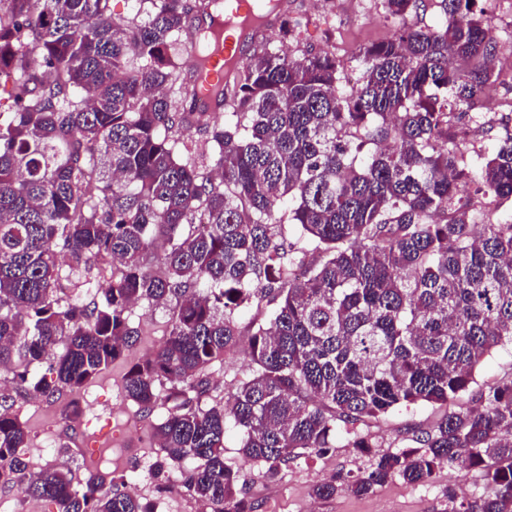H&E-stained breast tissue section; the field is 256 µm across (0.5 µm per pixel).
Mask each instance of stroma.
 Here are the masks:
<instances>
[{"mask_svg": "<svg viewBox=\"0 0 512 512\" xmlns=\"http://www.w3.org/2000/svg\"><path fill=\"white\" fill-rule=\"evenodd\" d=\"M476 6L490 19L499 47L485 93L465 113L455 114L449 127L454 133L469 130L467 149L483 153L512 135V0H477ZM288 16L305 23L293 53L327 46L352 70L367 45L390 40L408 22L435 25L443 13L439 0H428L423 10L403 17L387 16L381 0H289ZM171 318L168 307H133L137 344L91 383L51 401L14 393L13 411L29 434L25 458L34 468L62 462L75 480L98 475L105 491L111 489L114 479L122 477L128 490L154 503L157 512H199L181 486L184 467L171 468L170 487L164 493L156 491L149 476L160 457L155 428L167 415L168 405L142 412L123 389L129 368L165 341ZM250 375L251 365L243 351L227 354L223 363L211 369L210 403L225 401ZM435 418V410L426 404L395 409L380 426L363 429L369 438L380 440V447L362 452L339 443L309 460L290 462L274 477L267 475L264 465L246 462L236 435L226 438L224 460L240 470L242 496L252 512H448L447 488L457 485L469 498L480 496V469L458 472L443 466L427 484L413 486L395 478L367 496L346 489L327 500L311 495L314 485L337 475L358 473L375 457L397 452Z\"/></svg>", "mask_w": 512, "mask_h": 512, "instance_id": "obj_1", "label": "stroma"}]
</instances>
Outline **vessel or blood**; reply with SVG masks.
Masks as SVG:
<instances>
[{"label": "vessel or blood", "mask_w": 512, "mask_h": 512, "mask_svg": "<svg viewBox=\"0 0 512 512\" xmlns=\"http://www.w3.org/2000/svg\"><path fill=\"white\" fill-rule=\"evenodd\" d=\"M253 3L254 0H236L235 6L221 10L219 23L207 44L194 40L189 43L194 63L205 66L201 81L189 90L203 107L213 108L215 92L229 81L233 65L241 59L242 46L264 26Z\"/></svg>", "instance_id": "obj_1"}]
</instances>
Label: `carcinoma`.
Wrapping results in <instances>:
<instances>
[{"mask_svg": "<svg viewBox=\"0 0 512 512\" xmlns=\"http://www.w3.org/2000/svg\"><path fill=\"white\" fill-rule=\"evenodd\" d=\"M110 2L0 0V371L25 393L76 391L135 342L133 305L172 304L166 340L124 385L145 412L172 403L156 427L158 489L189 460L183 487L205 512H250L224 462L229 432L276 475L338 438L369 448L358 425L421 403L445 413L415 447L313 495L479 467V500L450 488L448 512H512V379L479 392L473 410L448 409L512 345V223L496 217L512 199V136L474 170L445 112L470 107L490 80L453 66L498 50L476 0H441L435 26L366 47L354 94L327 47L257 51L220 92L222 123L186 102L201 70L169 55L211 17V0H141L139 25ZM383 7L402 17L423 3ZM273 18L299 41L286 0ZM191 127L210 162L184 141ZM463 179L479 183L481 210L456 202ZM96 278L109 288L90 307L78 290ZM264 304L245 348L251 377L206 405L208 369ZM27 444L1 392L0 480L57 512H154L123 483L102 494L91 476L32 470Z\"/></svg>", "mask_w": 512, "mask_h": 512, "instance_id": "1", "label": "carcinoma"}]
</instances>
